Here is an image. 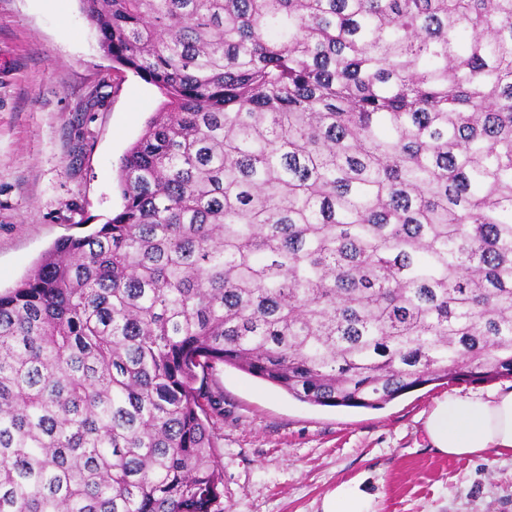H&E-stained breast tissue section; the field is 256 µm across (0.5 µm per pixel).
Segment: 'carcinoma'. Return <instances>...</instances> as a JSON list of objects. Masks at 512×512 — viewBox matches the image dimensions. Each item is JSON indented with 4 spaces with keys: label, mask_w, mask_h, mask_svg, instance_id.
<instances>
[{
    "label": "carcinoma",
    "mask_w": 512,
    "mask_h": 512,
    "mask_svg": "<svg viewBox=\"0 0 512 512\" xmlns=\"http://www.w3.org/2000/svg\"><path fill=\"white\" fill-rule=\"evenodd\" d=\"M166 102L0 295V512H224L209 378L512 377V0H80Z\"/></svg>",
    "instance_id": "1"
}]
</instances>
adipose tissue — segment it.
I'll return each instance as SVG.
<instances>
[{
	"instance_id": "ef3b65f1",
	"label": "adipose tissue",
	"mask_w": 512,
	"mask_h": 512,
	"mask_svg": "<svg viewBox=\"0 0 512 512\" xmlns=\"http://www.w3.org/2000/svg\"><path fill=\"white\" fill-rule=\"evenodd\" d=\"M425 429L433 448L450 457H475L491 449L511 453L512 390L448 395L430 410ZM376 499L361 482H343L325 496L322 510L377 512Z\"/></svg>"
}]
</instances>
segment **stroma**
<instances>
[{"mask_svg":"<svg viewBox=\"0 0 512 512\" xmlns=\"http://www.w3.org/2000/svg\"><path fill=\"white\" fill-rule=\"evenodd\" d=\"M164 101L99 48L79 0H0V293L53 243L119 211L120 159ZM218 453L224 512H322L360 479L377 512H512V455L437 453L424 422L451 393L512 389V378L433 383L379 409L314 406L230 366Z\"/></svg>","mask_w":512,"mask_h":512,"instance_id":"35a3bbf8","label":"stroma"}]
</instances>
